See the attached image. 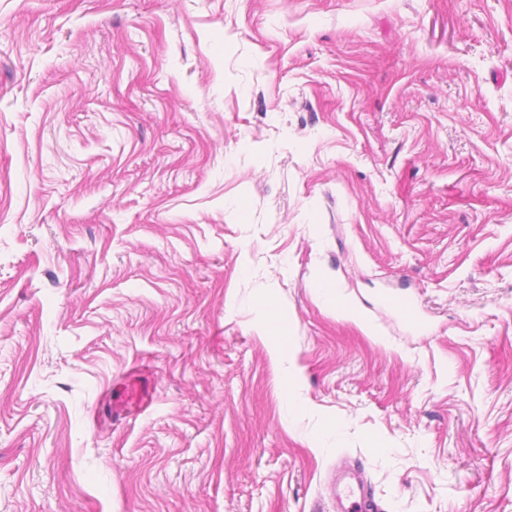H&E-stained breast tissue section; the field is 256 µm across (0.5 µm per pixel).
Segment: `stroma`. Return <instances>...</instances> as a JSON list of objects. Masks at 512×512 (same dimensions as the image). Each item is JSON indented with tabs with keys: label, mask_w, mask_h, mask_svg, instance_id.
Here are the masks:
<instances>
[{
	"label": "stroma",
	"mask_w": 512,
	"mask_h": 512,
	"mask_svg": "<svg viewBox=\"0 0 512 512\" xmlns=\"http://www.w3.org/2000/svg\"><path fill=\"white\" fill-rule=\"evenodd\" d=\"M344 461L512 512V0H0V512H336ZM314 291L321 298L325 306L335 311L336 316L354 322L362 327L368 336L379 339L376 330L365 320L361 311L349 301L342 289L333 285L326 277L314 283Z\"/></svg>",
	"instance_id": "1"
}]
</instances>
